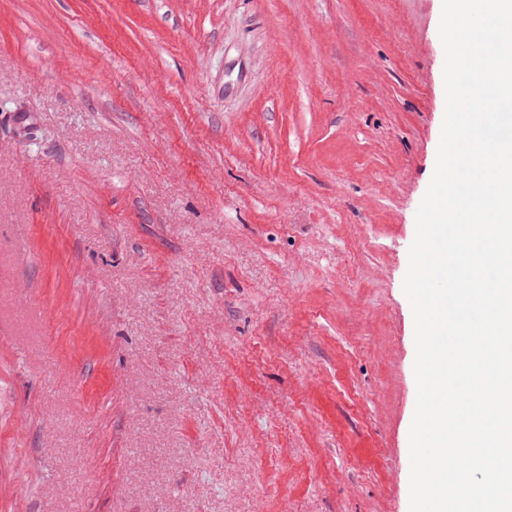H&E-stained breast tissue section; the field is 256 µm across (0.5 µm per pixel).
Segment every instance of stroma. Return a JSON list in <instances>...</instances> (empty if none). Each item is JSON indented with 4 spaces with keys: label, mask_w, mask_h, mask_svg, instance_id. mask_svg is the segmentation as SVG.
<instances>
[{
    "label": "stroma",
    "mask_w": 512,
    "mask_h": 512,
    "mask_svg": "<svg viewBox=\"0 0 512 512\" xmlns=\"http://www.w3.org/2000/svg\"><path fill=\"white\" fill-rule=\"evenodd\" d=\"M441 12L0 0V512H409Z\"/></svg>",
    "instance_id": "35a3bbf8"
}]
</instances>
